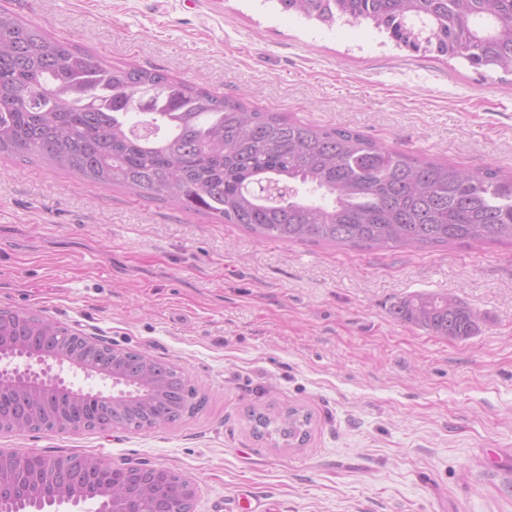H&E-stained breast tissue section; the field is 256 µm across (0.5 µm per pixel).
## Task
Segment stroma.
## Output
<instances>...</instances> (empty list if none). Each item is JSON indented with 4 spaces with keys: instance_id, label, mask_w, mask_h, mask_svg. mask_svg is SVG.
<instances>
[{
    "instance_id": "35a3bbf8",
    "label": "stroma",
    "mask_w": 512,
    "mask_h": 512,
    "mask_svg": "<svg viewBox=\"0 0 512 512\" xmlns=\"http://www.w3.org/2000/svg\"><path fill=\"white\" fill-rule=\"evenodd\" d=\"M115 65L358 130L416 157L512 169V77L323 25L271 0H0ZM478 313L456 341L394 320L412 292ZM182 368L207 398L160 429L0 433V449L162 467L195 512H512V245L406 251L257 241L175 204L0 156V308ZM310 413L303 443L249 418Z\"/></svg>"
}]
</instances>
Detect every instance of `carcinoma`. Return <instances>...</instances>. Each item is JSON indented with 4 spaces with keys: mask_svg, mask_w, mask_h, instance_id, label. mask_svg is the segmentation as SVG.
Returning <instances> with one entry per match:
<instances>
[{
    "mask_svg": "<svg viewBox=\"0 0 512 512\" xmlns=\"http://www.w3.org/2000/svg\"><path fill=\"white\" fill-rule=\"evenodd\" d=\"M332 25L368 22L400 47L512 75V0H275ZM0 154L43 162L149 201L176 203L259 238L355 249L512 243V171L420 160L357 130L251 110L169 74L114 66L0 10ZM261 185L274 187L270 193ZM399 322L466 340L478 314L452 295L418 292L390 308ZM6 336L59 340L82 363L164 377L148 398L110 407L50 387L36 430L142 429L200 410L188 377L139 352L103 344L25 310L0 309ZM259 437L302 441L310 416L252 414Z\"/></svg>",
    "mask_w": 512,
    "mask_h": 512,
    "instance_id": "obj_1",
    "label": "carcinoma"
}]
</instances>
